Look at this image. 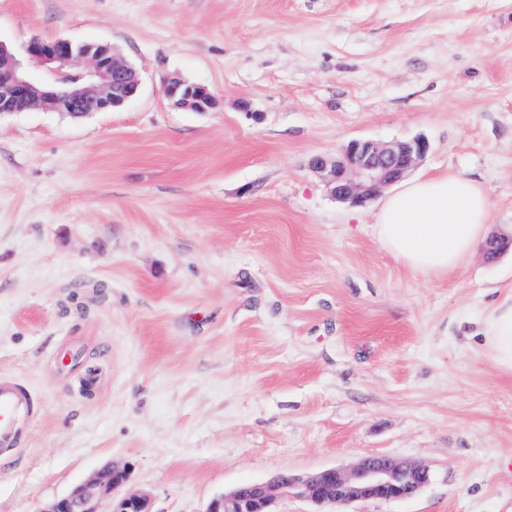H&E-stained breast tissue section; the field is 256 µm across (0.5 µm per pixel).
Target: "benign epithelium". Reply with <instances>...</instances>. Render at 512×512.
I'll list each match as a JSON object with an SVG mask.
<instances>
[{
	"instance_id": "benign-epithelium-1",
	"label": "benign epithelium",
	"mask_w": 512,
	"mask_h": 512,
	"mask_svg": "<svg viewBox=\"0 0 512 512\" xmlns=\"http://www.w3.org/2000/svg\"><path fill=\"white\" fill-rule=\"evenodd\" d=\"M24 54L25 59L19 60L0 42V117L35 106L87 116L123 104L139 89L136 70L108 47L94 53L67 39H33L25 45ZM27 61L45 67L46 78L29 73ZM163 93L175 104L200 112L215 105L214 96L201 84L187 87L181 80H172ZM428 151L429 143L422 137L390 143L352 140L334 159L314 156L311 168L336 201L361 206L382 188L404 179ZM511 249L512 238L499 234L489 236L481 247L489 263ZM128 477L126 465L97 471L43 512H101L99 502L107 497L112 499L111 512H151L148 495L123 492ZM429 481V471L419 464L373 456L349 471L334 467L307 477L282 472L267 482L239 485L214 498L206 512H274L276 501L288 496L308 501L322 512L324 507L369 500L410 499Z\"/></svg>"
}]
</instances>
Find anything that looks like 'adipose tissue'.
Segmentation results:
<instances>
[{
  "label": "adipose tissue",
  "mask_w": 512,
  "mask_h": 512,
  "mask_svg": "<svg viewBox=\"0 0 512 512\" xmlns=\"http://www.w3.org/2000/svg\"><path fill=\"white\" fill-rule=\"evenodd\" d=\"M489 202L473 180L442 174L403 184L383 202L376 233L384 246L426 278L448 274L482 241ZM485 342L494 362L512 373V302L491 316Z\"/></svg>",
  "instance_id": "1"
}]
</instances>
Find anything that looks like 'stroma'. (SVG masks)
<instances>
[{"label":"stroma","mask_w":512,"mask_h":512,"mask_svg":"<svg viewBox=\"0 0 512 512\" xmlns=\"http://www.w3.org/2000/svg\"><path fill=\"white\" fill-rule=\"evenodd\" d=\"M36 37L110 46L141 84L0 117V377L38 408L0 512L115 463L152 512H205L380 455L429 483L342 512H512V374L484 338L512 252L424 278L378 239L382 197L337 202L310 166L425 138L411 178L476 181L511 234L512 0H0V41ZM184 85V81L172 80L164 86L163 93L167 98L173 100L175 104L189 107L199 112H205L214 107L215 98L208 87L195 84L182 89Z\"/></svg>","instance_id":"stroma-1"}]
</instances>
